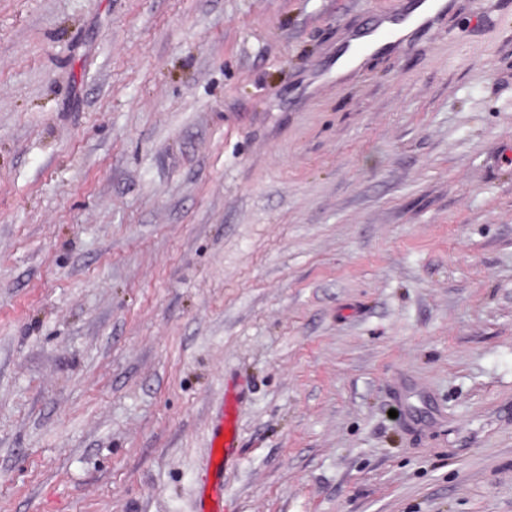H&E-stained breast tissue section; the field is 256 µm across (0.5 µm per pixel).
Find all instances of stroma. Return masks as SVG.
Instances as JSON below:
<instances>
[{
  "label": "stroma",
  "mask_w": 512,
  "mask_h": 512,
  "mask_svg": "<svg viewBox=\"0 0 512 512\" xmlns=\"http://www.w3.org/2000/svg\"><path fill=\"white\" fill-rule=\"evenodd\" d=\"M393 4L0 0V512H197L229 388V512H512V45ZM449 6L450 0H396L393 9L375 15L373 32H393L411 22L408 34L387 44L392 45L393 49L414 45L423 36L434 38L438 34Z\"/></svg>",
  "instance_id": "stroma-1"
}]
</instances>
